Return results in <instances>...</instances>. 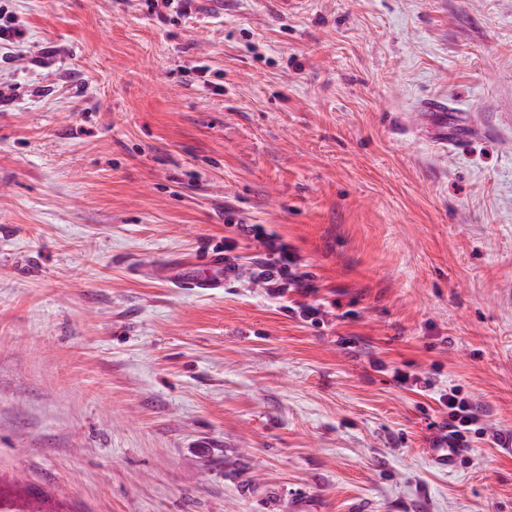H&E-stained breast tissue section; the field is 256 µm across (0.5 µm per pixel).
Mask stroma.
I'll return each instance as SVG.
<instances>
[{"label": "stroma", "mask_w": 512, "mask_h": 512, "mask_svg": "<svg viewBox=\"0 0 512 512\" xmlns=\"http://www.w3.org/2000/svg\"><path fill=\"white\" fill-rule=\"evenodd\" d=\"M0 19V479L68 512H512V0ZM244 223L312 292L269 295ZM216 251L235 282L167 280ZM399 371L478 406L456 470Z\"/></svg>", "instance_id": "1"}]
</instances>
